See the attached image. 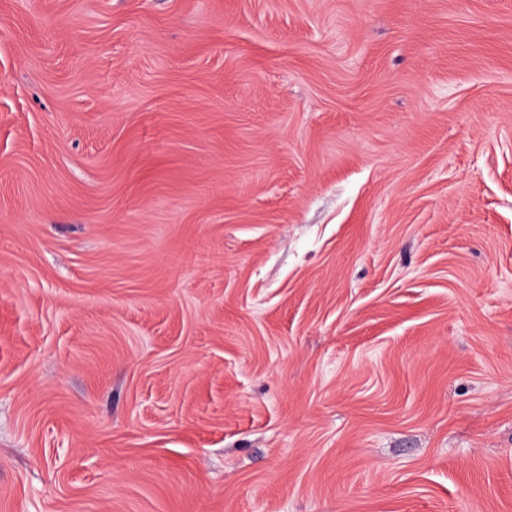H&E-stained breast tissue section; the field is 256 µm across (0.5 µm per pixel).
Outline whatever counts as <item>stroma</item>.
Here are the masks:
<instances>
[{"label": "stroma", "mask_w": 512, "mask_h": 512, "mask_svg": "<svg viewBox=\"0 0 512 512\" xmlns=\"http://www.w3.org/2000/svg\"><path fill=\"white\" fill-rule=\"evenodd\" d=\"M0 512H512V0H0Z\"/></svg>", "instance_id": "obj_1"}]
</instances>
